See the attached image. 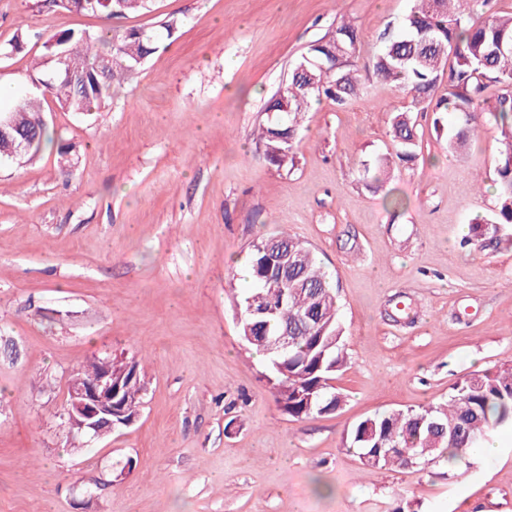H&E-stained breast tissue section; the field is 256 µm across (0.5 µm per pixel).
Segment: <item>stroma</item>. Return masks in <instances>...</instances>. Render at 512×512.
<instances>
[{
    "label": "stroma",
    "mask_w": 512,
    "mask_h": 512,
    "mask_svg": "<svg viewBox=\"0 0 512 512\" xmlns=\"http://www.w3.org/2000/svg\"><path fill=\"white\" fill-rule=\"evenodd\" d=\"M413 5L156 0L108 19L0 0V84L15 91L41 35L180 21L98 114L44 101L72 171L52 145L0 164V512H512L511 430L461 471L368 468L345 445L366 416L445 401L512 362V244L463 242L495 206L499 129L451 153L417 112L422 161L375 191L360 173L410 105L372 59ZM344 19L363 92L313 104L294 167L268 164L253 134L267 100ZM282 229L332 276L348 357L340 409L302 421L278 410L235 307L251 242ZM108 356L139 362L143 404L89 442L63 423L67 384Z\"/></svg>",
    "instance_id": "stroma-1"
}]
</instances>
